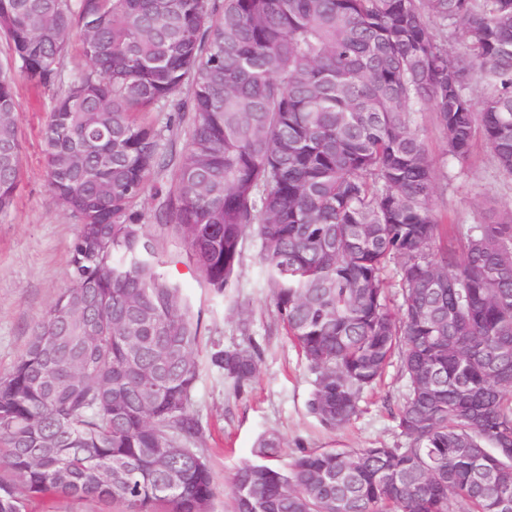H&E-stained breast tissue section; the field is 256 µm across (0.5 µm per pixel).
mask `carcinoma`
I'll return each mask as SVG.
<instances>
[{"label": "carcinoma", "mask_w": 512, "mask_h": 512, "mask_svg": "<svg viewBox=\"0 0 512 512\" xmlns=\"http://www.w3.org/2000/svg\"><path fill=\"white\" fill-rule=\"evenodd\" d=\"M74 31L87 68L42 137L78 230L66 288L0 373V512L46 496L208 512L188 411L201 318L159 245L179 240L222 293L250 236L311 411L348 423L395 362L405 442L282 469L271 434L232 512H512V210L448 229L416 121L432 113L450 161L481 137L512 176V0H0V215L21 169L15 73L54 85ZM167 103L175 135L189 113L178 153L145 120ZM212 361L239 386L257 373L248 351Z\"/></svg>", "instance_id": "1"}]
</instances>
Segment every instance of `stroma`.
I'll list each match as a JSON object with an SVG mask.
<instances>
[{"label":"stroma","instance_id":"obj_1","mask_svg":"<svg viewBox=\"0 0 512 512\" xmlns=\"http://www.w3.org/2000/svg\"><path fill=\"white\" fill-rule=\"evenodd\" d=\"M84 66L73 42L62 60L60 82L36 89L24 79L16 81L22 166L14 206L0 215V373L10 370L24 353L35 322L68 283L77 226L46 189L42 131L54 100ZM419 123L438 163V181L446 186L435 196L434 206L448 223L481 224L493 220L496 208L512 207V178L499 172L483 140H475L466 161L447 164L442 133L430 116H422ZM161 251L163 272L182 283L201 314L199 375L189 412L202 428L198 446L217 485L210 512H230L231 477L241 463L259 460L258 444L265 434L281 437L277 463L283 467L302 448L401 444L392 418L404 392L397 367H388L382 380L362 393L359 412L348 424L331 429L311 413L314 376L285 332L261 271L255 238L245 241L237 274L221 295L199 281L180 243L164 242ZM235 348L259 353L255 378L241 387L211 361L214 353Z\"/></svg>","mask_w":512,"mask_h":512}]
</instances>
